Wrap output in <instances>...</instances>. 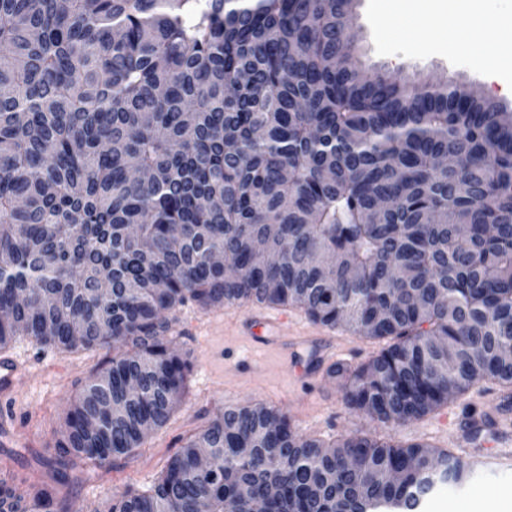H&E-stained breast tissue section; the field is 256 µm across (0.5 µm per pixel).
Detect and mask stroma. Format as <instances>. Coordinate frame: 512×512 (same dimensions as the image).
Listing matches in <instances>:
<instances>
[{"label": "stroma", "instance_id": "obj_1", "mask_svg": "<svg viewBox=\"0 0 512 512\" xmlns=\"http://www.w3.org/2000/svg\"><path fill=\"white\" fill-rule=\"evenodd\" d=\"M374 6L375 0L354 2L352 24L363 34L356 58L363 69H381L402 81L453 80L487 93L484 68L470 53L449 54L433 39L427 16H418L409 26L396 16L381 23ZM224 312L221 306L204 310L192 302L172 311L173 346L187 350L191 362L185 394L167 424L149 435L137 457L122 461L116 469L81 464L70 470L64 490L80 501L84 512H106L113 496L125 487L148 489L181 438L206 426L225 404L266 402L290 417L299 434L327 442L357 434L435 446L450 433L443 416L490 410L499 390L496 382L485 380L440 411L379 427L346 405L341 379L325 373L297 380L272 354L222 330ZM10 351L24 361L26 370L13 402L4 407L17 432L0 438V469L37 480L49 469L52 442L73 396L106 353L65 352L26 340L14 343ZM477 500L491 503L497 512H512V462L494 470L474 468L462 484L448 488L445 498L427 500L424 506L427 512H467Z\"/></svg>", "mask_w": 512, "mask_h": 512}]
</instances>
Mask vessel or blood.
<instances>
[{"mask_svg":"<svg viewBox=\"0 0 512 512\" xmlns=\"http://www.w3.org/2000/svg\"><path fill=\"white\" fill-rule=\"evenodd\" d=\"M293 316L283 308H258L237 319L239 335L248 337L258 348L276 352L289 360L300 375L307 376L332 366L338 356L335 343L322 334L289 336L283 328L291 324ZM23 375L19 364L0 354V401L12 399ZM497 430L501 447L512 446V396L502 394L495 399V410L490 415L467 417L453 423L456 447L461 448L475 465H482L483 432Z\"/></svg>","mask_w":512,"mask_h":512,"instance_id":"vessel-or-blood-1","label":"vessel or blood"}]
</instances>
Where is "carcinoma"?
<instances>
[{
	"mask_svg": "<svg viewBox=\"0 0 512 512\" xmlns=\"http://www.w3.org/2000/svg\"><path fill=\"white\" fill-rule=\"evenodd\" d=\"M359 40L348 0H0V350L121 349L71 402L49 480L0 479V512H83L56 488L68 470L168 422L190 372L169 313L189 301L393 339L330 371L378 425L512 388V113L369 73ZM469 473L229 404L107 512H419Z\"/></svg>",
	"mask_w": 512,
	"mask_h": 512,
	"instance_id": "obj_1",
	"label": "carcinoma"
}]
</instances>
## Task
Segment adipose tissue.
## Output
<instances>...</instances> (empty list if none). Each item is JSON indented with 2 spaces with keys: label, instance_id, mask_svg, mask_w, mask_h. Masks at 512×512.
<instances>
[{
  "label": "adipose tissue",
  "instance_id": "1",
  "mask_svg": "<svg viewBox=\"0 0 512 512\" xmlns=\"http://www.w3.org/2000/svg\"><path fill=\"white\" fill-rule=\"evenodd\" d=\"M468 0H448V14L455 17L458 27L454 36L448 39L449 51L471 47L478 58H490L486 70L488 83L500 85L502 93H512V8L504 6L501 0H477V8L467 6ZM482 24L509 36L507 43L487 47L472 46L471 29L474 24Z\"/></svg>",
  "mask_w": 512,
  "mask_h": 512
}]
</instances>
